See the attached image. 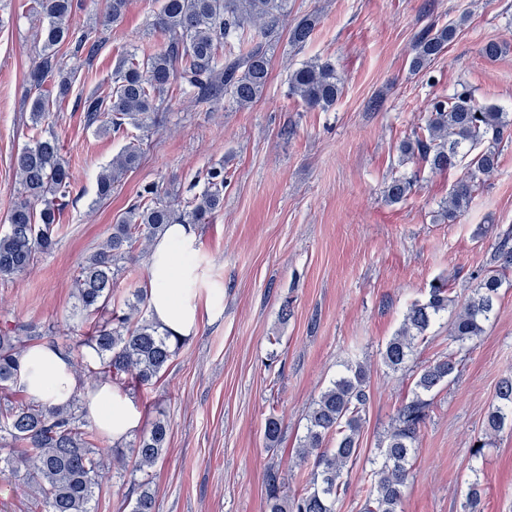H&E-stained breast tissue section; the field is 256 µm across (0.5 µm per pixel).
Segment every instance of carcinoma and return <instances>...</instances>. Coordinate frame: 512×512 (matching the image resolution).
<instances>
[{"label":"carcinoma","mask_w":512,"mask_h":512,"mask_svg":"<svg viewBox=\"0 0 512 512\" xmlns=\"http://www.w3.org/2000/svg\"><path fill=\"white\" fill-rule=\"evenodd\" d=\"M289 0H161L153 25L167 34L165 46L154 53L129 52L112 73V82L78 98L90 126L97 131L122 133L131 126L147 136L155 124L158 104L173 85L192 94L195 101L211 105L231 95L247 105L261 97L270 75V53L279 39L280 23L288 18ZM82 0H33L31 9L42 19V47L29 72L30 112L35 127L29 144L16 156L20 191L8 215V227L0 233V282L21 274L37 255L50 252L56 244V227L70 194L72 174L61 157L57 140L37 130L57 104L43 89L53 81L58 99L71 89L75 72L59 58L60 48L93 60L105 39L99 27L77 28L74 12ZM264 27L254 35L252 24ZM320 17L307 14L295 21L289 43L306 44ZM455 36L452 26L429 27L413 44V69H421L441 56ZM342 78L329 61L314 60L294 69L288 79V95L310 108L336 104ZM426 126L418 127L401 145V153L429 164L435 170L457 165L464 150L483 144L468 164V175L449 193L442 215L450 222L466 212L472 202L475 183L499 167L498 145L512 135V116L494 105L478 104L466 87L448 97H436L428 108ZM139 144L131 141L113 158L97 180V197L106 199L112 189L138 162ZM411 178H394L386 196L397 202L412 190ZM224 205V165L206 174L204 191L182 203L171 194L161 195L158 187L143 188L138 200L114 225L102 247L81 263L75 280V316L90 322L91 333L80 342L92 348L96 365L84 355L74 363L76 374L93 380L137 386L154 384L168 369L180 341L159 331L149 319L133 320L146 306V291L136 289L124 303L112 305L114 283L121 271L119 262L140 244L150 243L169 224H204ZM512 272V229L498 236L486 264L472 279L476 286L463 303L451 296L448 280L431 284L428 295L410 305L399 332L380 352L384 366L393 373L409 371L417 343L442 316L448 323L458 349L439 356L412 371V397L396 412L394 422L381 441L379 468L367 478V495L362 512H400L405 488L414 464L422 426L433 406L434 392L459 373L458 358L465 344L484 333L485 324L497 313L499 290ZM29 336L0 335V447L11 445L17 454L0 456V475L31 480V512H93L92 502L103 480L110 474L108 457L100 451L96 429L84 420L86 411L80 397L64 406L37 401L13 403L20 391L18 362ZM498 404L486 415L484 437L475 442V454L490 445L486 437L512 428V375L499 386ZM370 401L369 370L356 362L331 381L318 395L309 411L306 431L300 440V454L311 464L309 487L287 494L279 470L265 476L269 512H336V500L345 476L360 454V434ZM169 424L155 420L131 448L139 478L131 479L136 494L132 512H158L155 492L146 469L153 467L167 447ZM264 435L275 447L281 435L280 418H266ZM466 512H481L478 483L469 484Z\"/></svg>","instance_id":"obj_1"}]
</instances>
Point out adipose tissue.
I'll return each instance as SVG.
<instances>
[{"mask_svg": "<svg viewBox=\"0 0 512 512\" xmlns=\"http://www.w3.org/2000/svg\"><path fill=\"white\" fill-rule=\"evenodd\" d=\"M146 288L152 321L178 339L194 335L204 314L224 295L207 284L198 236L188 224L168 225L154 241ZM19 379L31 399L51 406L81 396L92 425L110 441L127 439L141 425L142 414L126 392L109 382L82 384L70 356L50 343L26 348L19 359Z\"/></svg>", "mask_w": 512, "mask_h": 512, "instance_id": "adipose-tissue-1", "label": "adipose tissue"}]
</instances>
